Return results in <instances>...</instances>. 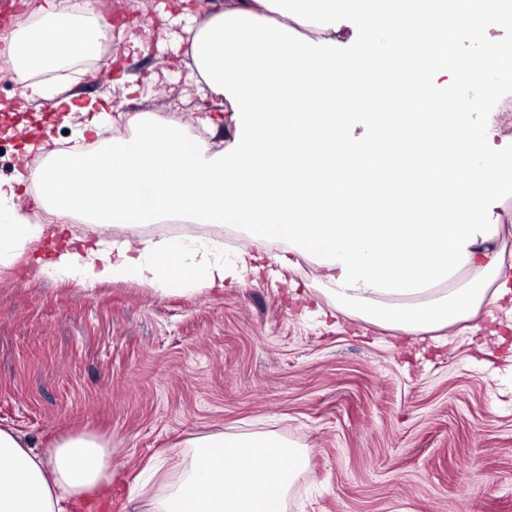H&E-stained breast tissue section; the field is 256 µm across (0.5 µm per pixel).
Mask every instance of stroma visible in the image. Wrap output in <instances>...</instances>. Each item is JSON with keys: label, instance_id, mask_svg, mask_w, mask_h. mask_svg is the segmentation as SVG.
Listing matches in <instances>:
<instances>
[{"label": "stroma", "instance_id": "1", "mask_svg": "<svg viewBox=\"0 0 512 512\" xmlns=\"http://www.w3.org/2000/svg\"><path fill=\"white\" fill-rule=\"evenodd\" d=\"M224 0H119L112 49L50 77L80 104L168 121L220 112L189 65ZM0 52V179L38 167L24 142L77 144L81 112L22 104ZM24 125L28 137L10 135ZM298 291L271 276L218 296L134 282L86 288L0 264V427L112 444V490L92 512H139L153 456L216 433L272 432L307 449L287 512H512V308L408 336L334 310L309 262Z\"/></svg>", "mask_w": 512, "mask_h": 512}]
</instances>
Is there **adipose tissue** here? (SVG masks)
I'll list each match as a JSON object with an SVG mask.
<instances>
[{
    "instance_id": "obj_1",
    "label": "adipose tissue",
    "mask_w": 512,
    "mask_h": 512,
    "mask_svg": "<svg viewBox=\"0 0 512 512\" xmlns=\"http://www.w3.org/2000/svg\"><path fill=\"white\" fill-rule=\"evenodd\" d=\"M512 26V0H224L191 44L200 84L224 99L220 152L194 138L212 113L153 122L90 109L83 133L120 132L94 149L51 150L45 163L0 180V264L28 257L41 271L92 287L135 282L168 294L220 293L273 274L295 286L301 261L328 284L332 306L420 335L512 303V270L496 245L512 225V140L482 116L512 80V43L486 58L456 53L465 34ZM109 25L93 0H46L7 53L27 100H54L40 72L94 56ZM416 90L427 109L359 112L377 87ZM60 216L35 224L16 204L25 183ZM239 224L284 252L232 260L192 237L111 244L76 234L153 224ZM305 450L272 432L213 434L150 463L160 486L141 512H285ZM112 488V448L79 433L33 448L0 428V512H77Z\"/></svg>"
}]
</instances>
